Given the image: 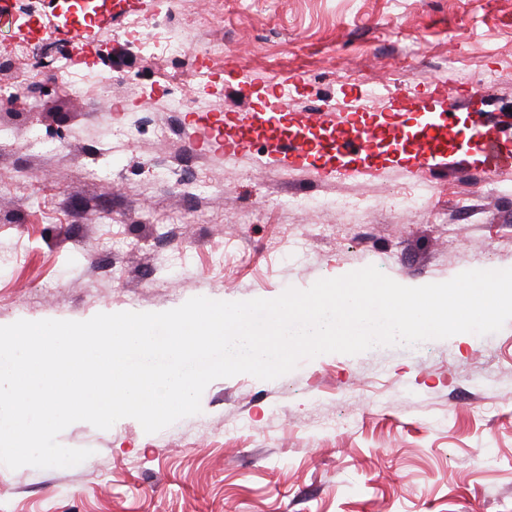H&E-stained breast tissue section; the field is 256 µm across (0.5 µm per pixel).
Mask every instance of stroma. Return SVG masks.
Wrapping results in <instances>:
<instances>
[{
	"label": "stroma",
	"instance_id": "stroma-1",
	"mask_svg": "<svg viewBox=\"0 0 512 512\" xmlns=\"http://www.w3.org/2000/svg\"><path fill=\"white\" fill-rule=\"evenodd\" d=\"M130 17L103 0L80 46L57 0L0 17V86L19 96L0 108V326L273 299L369 265L410 287L487 259L512 268V170L487 175L463 143L481 120L512 152V0H183L180 59L146 58L122 35ZM34 35L37 75L19 50ZM215 38L264 85L238 90L221 63L211 86L183 79ZM487 68L502 80L468 108L402 116L439 125L433 171L381 154L318 174L317 156L284 169L258 163L260 143L224 152L225 113L280 92L292 113L333 99L368 117L388 90L462 93ZM172 89L213 107L158 111ZM58 441L92 454L0 465V512H512V321L220 378L159 432L76 422Z\"/></svg>",
	"mask_w": 512,
	"mask_h": 512
}]
</instances>
